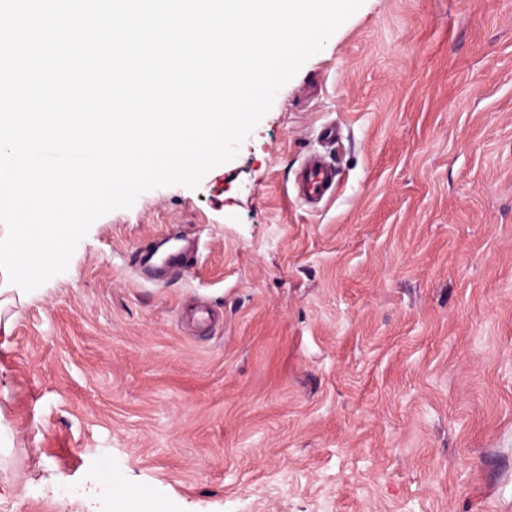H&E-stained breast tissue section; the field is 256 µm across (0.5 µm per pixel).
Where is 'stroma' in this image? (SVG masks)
<instances>
[{"label": "stroma", "mask_w": 512, "mask_h": 512, "mask_svg": "<svg viewBox=\"0 0 512 512\" xmlns=\"http://www.w3.org/2000/svg\"><path fill=\"white\" fill-rule=\"evenodd\" d=\"M0 425V512H99L100 468L151 512H512V0H363L233 160L97 219L17 310ZM335 187L336 168L319 155L307 156L295 180L298 198L312 205L325 196H331Z\"/></svg>", "instance_id": "35a3bbf8"}]
</instances>
